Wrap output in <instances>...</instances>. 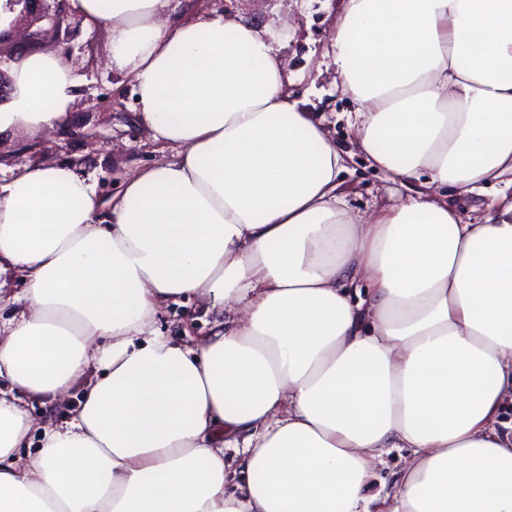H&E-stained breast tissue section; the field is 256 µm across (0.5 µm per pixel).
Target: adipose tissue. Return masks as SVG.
I'll list each match as a JSON object with an SVG mask.
<instances>
[{"mask_svg": "<svg viewBox=\"0 0 512 512\" xmlns=\"http://www.w3.org/2000/svg\"><path fill=\"white\" fill-rule=\"evenodd\" d=\"M69 8L180 153L108 203L67 165L0 181V279L25 284L0 329V512H512V201L473 223L435 198L512 184V0H343L357 146L421 182L365 222L288 92L279 27L175 21L171 0ZM5 68L0 130L70 117L58 52ZM185 296L216 316L192 347L151 330ZM94 367L64 425L30 417L25 399L64 405ZM396 448L404 470L373 491Z\"/></svg>", "mask_w": 512, "mask_h": 512, "instance_id": "adipose-tissue-1", "label": "adipose tissue"}]
</instances>
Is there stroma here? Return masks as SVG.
I'll list each match as a JSON object with an SVG mask.
<instances>
[{
    "label": "stroma",
    "mask_w": 512,
    "mask_h": 512,
    "mask_svg": "<svg viewBox=\"0 0 512 512\" xmlns=\"http://www.w3.org/2000/svg\"><path fill=\"white\" fill-rule=\"evenodd\" d=\"M33 8L49 14L58 11V4L56 0H38L32 7L21 0L16 13L0 17V25L19 24L23 35L21 42L0 43V55L13 56L21 46L57 51L78 79L77 104L71 118L48 137L20 140L11 132H1L0 178L36 162L62 163L73 166L108 201L120 193L127 173L176 159L178 147L155 141L139 121L133 82L108 66L102 34L88 30L68 11L56 27L49 18L25 24L23 18ZM172 8L177 18L214 9L248 18L261 14L269 21L291 17L288 35L278 42L288 62L290 89L296 98L308 100L310 110L321 118L345 157L338 182L349 209L368 215L407 195V188L373 167L355 143L353 123L358 105L336 79L329 40L341 0H172ZM506 199H512V187L501 182L475 193L448 195L461 216L471 221L486 217ZM214 319L195 299L182 297L157 315L153 329L191 345L211 332Z\"/></svg>",
    "instance_id": "35a3bbf8"
}]
</instances>
